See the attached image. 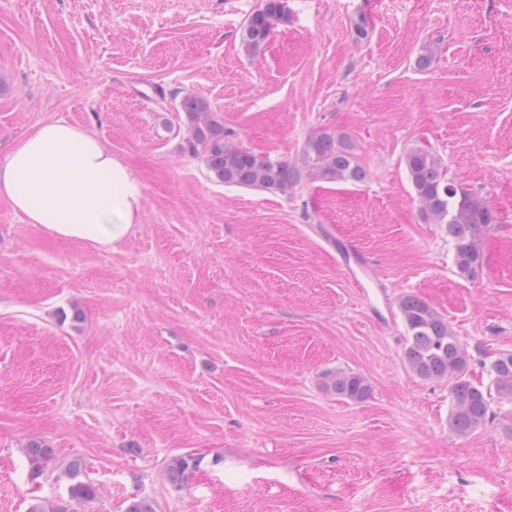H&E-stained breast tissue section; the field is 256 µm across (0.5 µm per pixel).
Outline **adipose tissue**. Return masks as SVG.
Listing matches in <instances>:
<instances>
[{"label":"adipose tissue","instance_id":"adipose-tissue-1","mask_svg":"<svg viewBox=\"0 0 512 512\" xmlns=\"http://www.w3.org/2000/svg\"><path fill=\"white\" fill-rule=\"evenodd\" d=\"M0 197L53 237L108 250L132 232L145 188L98 136L51 120L0 160Z\"/></svg>","mask_w":512,"mask_h":512}]
</instances>
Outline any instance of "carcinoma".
<instances>
[{"mask_svg":"<svg viewBox=\"0 0 512 512\" xmlns=\"http://www.w3.org/2000/svg\"><path fill=\"white\" fill-rule=\"evenodd\" d=\"M284 0H266L264 7L249 16L243 32L247 54L257 53L269 40L273 22L283 16ZM183 113L186 150L200 156L218 182L286 194L304 177L329 181L362 182L367 176L355 147L343 133L322 132L310 136L293 162L273 159L246 150L226 140L224 126L216 119L210 102L193 93L184 94L177 106ZM403 163L427 220L444 224L455 250L459 275L471 276L480 264V240L498 216L491 204L472 189L447 177L440 156L433 150L413 146ZM399 308L406 328L402 361L414 376L428 381H448L451 406L448 427L457 435L472 433L493 417L491 394L512 401V354H502L489 365L490 386L482 388L468 378L470 354L448 326V322L426 301L405 295ZM323 385L336 396L363 401L371 392L368 381L347 371L324 374ZM33 472L51 456V449L37 441L25 448ZM196 468L192 455L174 457L168 465L172 480L186 478ZM76 461L68 466L67 497L30 506L29 512H76V507L93 502L98 488L80 479Z\"/></svg>","mask_w":512,"mask_h":512,"instance_id":"carcinoma-1","label":"carcinoma"}]
</instances>
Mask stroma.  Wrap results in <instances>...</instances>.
I'll list each match as a JSON object with an SVG mask.
<instances>
[{
	"mask_svg": "<svg viewBox=\"0 0 512 512\" xmlns=\"http://www.w3.org/2000/svg\"><path fill=\"white\" fill-rule=\"evenodd\" d=\"M264 3L0 0V158L63 120L145 185L111 251L0 197V512L65 496L74 459L98 488L81 512H512V436L449 430L447 383L403 365L398 309L413 294L447 319L474 384L512 353V0H285L253 57L242 34ZM186 92L274 158L345 133L368 177L288 195L217 182L184 150ZM417 144L500 218L473 277L407 178ZM348 241L381 273L368 295L338 263ZM336 368L370 396L324 389ZM33 439L53 451L36 478ZM188 454L199 466L171 482Z\"/></svg>",
	"mask_w": 512,
	"mask_h": 512,
	"instance_id": "35a3bbf8",
	"label": "stroma"
}]
</instances>
